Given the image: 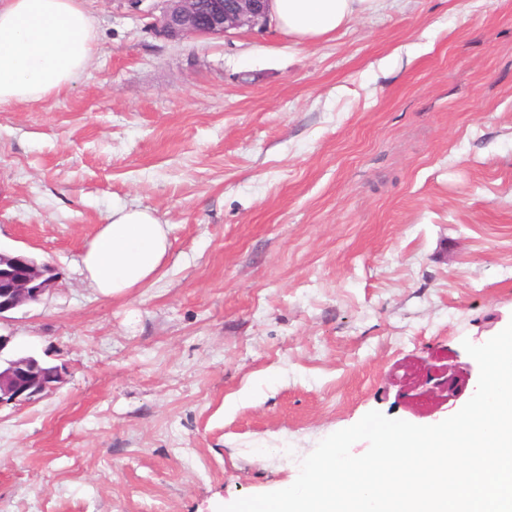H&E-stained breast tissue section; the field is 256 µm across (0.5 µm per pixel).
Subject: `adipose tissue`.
I'll list each match as a JSON object with an SVG mask.
<instances>
[{"label":"adipose tissue","mask_w":512,"mask_h":512,"mask_svg":"<svg viewBox=\"0 0 512 512\" xmlns=\"http://www.w3.org/2000/svg\"><path fill=\"white\" fill-rule=\"evenodd\" d=\"M381 0H271L269 15L300 43L319 41ZM95 20L83 0H0V109L38 103L70 88L94 52ZM169 225L155 211L113 203L101 231L81 257L93 288L117 296L159 272Z\"/></svg>","instance_id":"adipose-tissue-1"}]
</instances>
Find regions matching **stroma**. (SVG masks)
<instances>
[{
  "instance_id": "35a3bbf8",
  "label": "stroma",
  "mask_w": 512,
  "mask_h": 512,
  "mask_svg": "<svg viewBox=\"0 0 512 512\" xmlns=\"http://www.w3.org/2000/svg\"><path fill=\"white\" fill-rule=\"evenodd\" d=\"M76 83L0 112V247L54 264L9 352L0 512H217L296 480L372 410L452 416L405 374L479 367L512 322V0H382L328 38L170 39L85 0ZM170 227L157 281L78 263L114 202ZM11 336L0 333V408L5 405H23L40 399L63 381L62 369L45 368L30 355H15L3 368L2 351L11 342Z\"/></svg>"
}]
</instances>
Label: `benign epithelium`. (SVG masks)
<instances>
[{"label":"benign epithelium","mask_w":512,"mask_h":512,"mask_svg":"<svg viewBox=\"0 0 512 512\" xmlns=\"http://www.w3.org/2000/svg\"><path fill=\"white\" fill-rule=\"evenodd\" d=\"M160 32L171 39L183 37H222L228 31L249 27L264 28L269 21V0H162ZM21 268V275L12 280L0 300V321L5 313L21 306L37 303L52 292L59 280L54 264L49 268L31 262L27 254L0 249V267ZM428 392L450 400L457 391L448 372L434 369ZM63 381L62 369L45 368L28 355H15L8 364L0 363V408L23 405L40 399Z\"/></svg>","instance_id":"1"}]
</instances>
